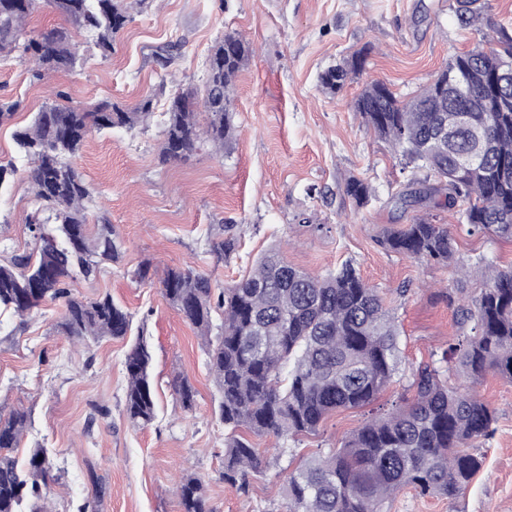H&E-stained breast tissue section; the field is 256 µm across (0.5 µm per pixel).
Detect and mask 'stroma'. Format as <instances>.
Returning a JSON list of instances; mask_svg holds the SVG:
<instances>
[{"mask_svg": "<svg viewBox=\"0 0 512 512\" xmlns=\"http://www.w3.org/2000/svg\"><path fill=\"white\" fill-rule=\"evenodd\" d=\"M456 8V0H151L109 56L82 44L80 66L42 80L25 63H0V102L20 104L0 125V160H7L15 155L16 130L50 90L86 107L103 100L131 107L149 96L160 113L168 100L159 85L202 87L207 58L225 32L240 33L255 49L236 82V137L223 155L204 145L188 160L160 165L161 127L154 122L92 134L74 160L94 196L89 223L114 225L124 241L121 261L95 280L74 282V293L111 294L143 329L152 355L154 422L137 427L124 413L128 341L73 344L54 328L62 311L54 303L24 321L0 313V413L22 407L30 414L15 457L42 447L60 469L61 482L48 489L51 512H78L99 485V512H181L172 486L183 473L202 479L213 512H277L288 474L338 447L371 416L367 407L341 409L301 440L280 446L258 438L264 473L249 476L243 491L225 483L217 390L200 337L161 294L167 269L191 266L227 286L278 246L289 263L314 275L352 262L401 328L402 363L376 401L380 408L408 396L419 364L442 365L449 339L471 335L460 322L461 299L481 288V260L512 265V241L469 233L455 214L439 212L471 269L463 293L454 295L451 270L383 248L387 228L411 221L395 207V196L425 173L353 107L371 81H385L406 98L456 54L488 49L482 31L459 24ZM355 59L362 65L344 89L324 93L320 74ZM351 175L374 188L367 204L345 195ZM32 210L30 187L15 176L0 194V263L34 249L26 227ZM218 231L233 251L213 252L210 238ZM144 264L149 278L140 282L133 273ZM177 375L197 391L194 411L180 406L171 385ZM474 390L497 411L491 436L470 448L484 458L481 471L456 501L407 488L385 512H512V383L489 375ZM102 406L108 416L99 414Z\"/></svg>", "mask_w": 512, "mask_h": 512, "instance_id": "obj_1", "label": "stroma"}]
</instances>
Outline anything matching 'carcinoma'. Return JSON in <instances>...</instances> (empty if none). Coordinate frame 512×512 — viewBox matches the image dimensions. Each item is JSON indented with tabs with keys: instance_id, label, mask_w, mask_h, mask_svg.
<instances>
[{
	"instance_id": "1",
	"label": "carcinoma",
	"mask_w": 512,
	"mask_h": 512,
	"mask_svg": "<svg viewBox=\"0 0 512 512\" xmlns=\"http://www.w3.org/2000/svg\"><path fill=\"white\" fill-rule=\"evenodd\" d=\"M477 2L459 0L461 25L482 19ZM45 6L67 26L27 30L28 18ZM146 7L147 0H0V60L24 59L38 79L70 71L80 60L75 35L90 38L106 57L132 11ZM487 27L496 33V47L454 56L415 96L401 100L374 80L354 103L375 134L427 171L395 198L404 211L419 207L426 213L387 230L382 245L409 258L454 264L460 272L455 237L428 209L458 207L471 233L512 240V107L500 110V101L512 102V82L497 87L490 80L497 63L512 62V36ZM250 54V43L238 33L224 34L209 57L201 93L170 95L160 113L161 163L190 157L204 141L224 153L236 132V80ZM356 66L328 68L321 87L339 93ZM458 71L471 75L462 98L448 90V78ZM154 118L150 97L133 108L102 101L87 109L59 90L14 134L35 206L27 218L35 249L0 264L1 311L24 317L44 302H58L63 312L55 328L70 339L131 335L132 316L111 295L84 300L72 293L75 280L94 279L102 265L118 261L123 243L114 226L87 223L92 196L71 160L90 132L146 128ZM344 193L362 206L373 189L351 176ZM482 276L483 288L460 306L462 322H475V335L449 344L445 361L473 383L488 374L512 382V268L487 263ZM161 293L203 342L219 394L216 414L224 424V481L240 489L250 473L266 466L251 437L313 434L332 412L373 404L399 372L395 317L350 262L312 275L273 249L256 259L247 277L225 287L204 272L169 268ZM150 360L140 333L124 359V412L135 426L156 417ZM173 389L181 407L192 410L196 390L188 379L175 378ZM408 390L411 397L372 416L339 449L290 473L278 512H384L386 501L405 488L457 500L483 465L466 447L493 432L495 410L449 386L441 368L430 364L417 368ZM28 419L22 408L0 416V512H22L30 499L39 501L31 512H51L43 501L60 476L47 449H33L22 466L13 456ZM177 491L183 512H211L200 478L182 477Z\"/></svg>"
}]
</instances>
